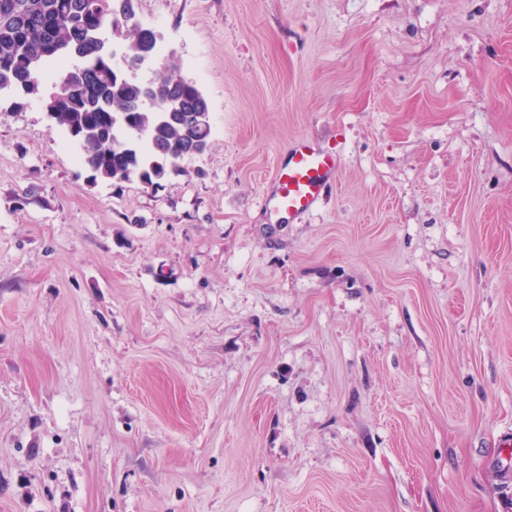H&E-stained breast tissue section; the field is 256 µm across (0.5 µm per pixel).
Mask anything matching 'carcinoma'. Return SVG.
Here are the masks:
<instances>
[{
  "label": "carcinoma",
  "instance_id": "1",
  "mask_svg": "<svg viewBox=\"0 0 512 512\" xmlns=\"http://www.w3.org/2000/svg\"><path fill=\"white\" fill-rule=\"evenodd\" d=\"M131 0H0V112L42 101L52 125L81 146L91 182L157 186L191 152L206 149L209 105L193 82H159L118 70L158 51Z\"/></svg>",
  "mask_w": 512,
  "mask_h": 512
}]
</instances>
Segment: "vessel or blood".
I'll return each instance as SVG.
<instances>
[{
    "instance_id": "1",
    "label": "vessel or blood",
    "mask_w": 512,
    "mask_h": 512,
    "mask_svg": "<svg viewBox=\"0 0 512 512\" xmlns=\"http://www.w3.org/2000/svg\"><path fill=\"white\" fill-rule=\"evenodd\" d=\"M339 166L337 152L322 149L305 137L296 139L276 166L267 206L293 215L308 213L333 183Z\"/></svg>"
}]
</instances>
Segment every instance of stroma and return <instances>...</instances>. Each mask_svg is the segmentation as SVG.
Wrapping results in <instances>:
<instances>
[{"mask_svg": "<svg viewBox=\"0 0 512 512\" xmlns=\"http://www.w3.org/2000/svg\"><path fill=\"white\" fill-rule=\"evenodd\" d=\"M134 5L212 135L93 183L0 116V512H512V0ZM339 166L336 151L324 150L307 137L296 139L276 166L266 205L293 215L308 213L333 183Z\"/></svg>", "mask_w": 512, "mask_h": 512, "instance_id": "obj_1", "label": "stroma"}]
</instances>
